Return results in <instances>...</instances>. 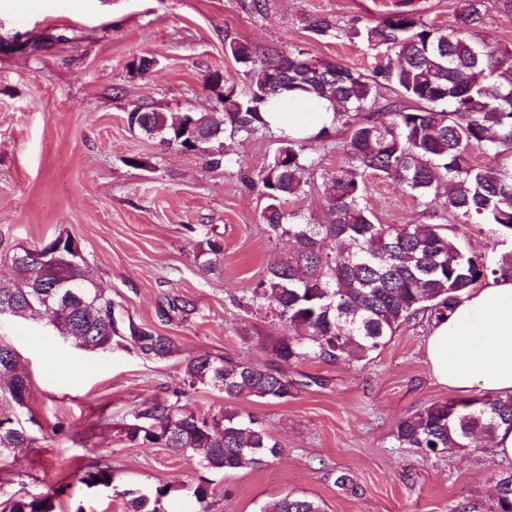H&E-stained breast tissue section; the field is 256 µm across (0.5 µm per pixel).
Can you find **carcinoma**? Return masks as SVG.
Listing matches in <instances>:
<instances>
[{
  "mask_svg": "<svg viewBox=\"0 0 512 512\" xmlns=\"http://www.w3.org/2000/svg\"><path fill=\"white\" fill-rule=\"evenodd\" d=\"M399 0V9L378 23L336 26L314 17L316 36L356 40L369 50L394 57L376 61L367 73L333 61H314L290 52L260 55L232 40L225 46L247 68L250 91L218 95L211 112H160L136 104L128 112L132 130L157 138L169 148L194 150L212 168L224 163V134H253L270 129L262 112L284 91L325 98L337 106L348 127L343 165L328 174V221L297 222L285 205L304 193L309 158L304 139L281 136L280 147L257 175L263 212L271 232L293 244L287 257L271 266L251 288V300L273 306L284 328L266 339L278 366L233 358L194 355L182 362L184 388L172 397L134 408L113 426L120 441L169 448L200 458L215 473L258 469L283 448L260 419L222 411L199 418L181 404L198 384L210 385L233 400L242 395L286 402L295 396L288 366L308 358L364 360L380 352L404 325L444 314L450 303L490 275L512 276V264L491 268L481 256L462 249L445 224H377L364 205L369 174L393 178L422 202L448 183V210L471 224L497 227L512 236V82L496 79L512 69V52L465 35L483 25L486 0H464L455 24H429ZM335 33H330V30ZM390 86L397 100L375 110V90ZM485 156L478 161L474 153ZM70 235L59 234L37 250L13 255L16 280L0 283V306L16 316L41 321L43 297L51 290L55 311L48 333L80 351H104L120 337L111 320L114 303L108 288L94 282L68 289L58 284L82 277L86 260L74 261ZM205 272L221 270L223 241L205 239ZM141 355L164 360L176 350L173 339L142 326L126 336ZM30 387L19 354L0 339V396L22 409ZM512 427V396L478 395L437 401L401 420L394 438L400 448L426 455L466 451L475 436L493 438ZM32 439L14 415L0 414V449L20 448ZM112 468L85 471L89 486H112ZM497 495L488 512H512V469L498 474ZM0 512H54L46 494L9 499ZM260 512H324L317 500L278 495Z\"/></svg>",
  "mask_w": 512,
  "mask_h": 512,
  "instance_id": "cac0c4a2",
  "label": "carcinoma"
}]
</instances>
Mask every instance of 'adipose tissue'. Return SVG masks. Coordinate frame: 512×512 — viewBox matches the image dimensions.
<instances>
[{"label": "adipose tissue", "mask_w": 512, "mask_h": 512, "mask_svg": "<svg viewBox=\"0 0 512 512\" xmlns=\"http://www.w3.org/2000/svg\"><path fill=\"white\" fill-rule=\"evenodd\" d=\"M264 117L274 130L296 138L338 123L332 102H305L292 92L279 95ZM425 351L433 378L449 391L512 395V277L489 276L459 296L433 320Z\"/></svg>", "instance_id": "ef3b65f1"}]
</instances>
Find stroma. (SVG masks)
Here are the masks:
<instances>
[{
    "instance_id": "obj_1",
    "label": "stroma",
    "mask_w": 512,
    "mask_h": 512,
    "mask_svg": "<svg viewBox=\"0 0 512 512\" xmlns=\"http://www.w3.org/2000/svg\"><path fill=\"white\" fill-rule=\"evenodd\" d=\"M41 2L36 9L32 0H0V282L16 279L19 248L71 235L113 302L172 337L177 351L152 360L116 338L111 352L87 353L48 343L32 321L1 326L31 380L18 417L32 443L0 452V497L52 491L56 512H128L127 491L151 497L168 485L161 512H195L192 489L204 477L210 512H259L286 493L316 499L325 512H448L452 504L488 503L506 468L490 444L427 456L393 438L401 419L451 396L432 376L425 324L403 326L371 359L290 366L300 386L284 403L228 400L203 385L190 391L184 402L197 416L229 409L265 422L283 454L259 470L210 474L170 449L124 444L112 428L134 407L181 387L189 355L270 362L264 339L283 328L272 306L250 305V290L289 249L264 223L254 182L279 146L276 132L225 137L224 164L210 169L200 153L131 130L132 105L211 111L217 94L206 78L217 70L223 89L247 92L245 67L225 51L229 38L260 53L293 51L369 71L373 51L316 37L308 21L376 23L398 0H268L261 14L244 10L242 0ZM474 37L512 50V11L487 0ZM142 55L156 59L146 74L131 66ZM347 137L342 125L323 146L308 143L315 164L287 211L325 221V175L342 164ZM134 156L141 166L128 165ZM367 184L376 223H443L489 267L512 260V238L449 216L445 189L427 208L393 179ZM210 228L224 242L216 274L200 267ZM173 298L190 301L192 313L161 317ZM95 464L111 467L112 487L83 483ZM342 471L353 474L354 489L336 486Z\"/></svg>"
}]
</instances>
